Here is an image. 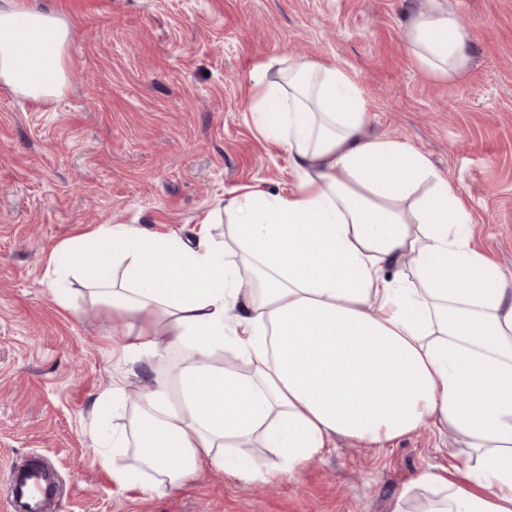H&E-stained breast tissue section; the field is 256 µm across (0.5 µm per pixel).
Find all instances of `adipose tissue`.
I'll use <instances>...</instances> for the list:
<instances>
[{"label":"adipose tissue","mask_w":512,"mask_h":512,"mask_svg":"<svg viewBox=\"0 0 512 512\" xmlns=\"http://www.w3.org/2000/svg\"><path fill=\"white\" fill-rule=\"evenodd\" d=\"M69 38L30 0H0V83L59 96ZM405 39L436 80L471 60L449 0L414 14ZM250 79L253 123L287 151L294 190L226 201L224 242L101 224L52 251V288L80 274L126 321L119 363L155 371L130 426L97 439V462L146 493L208 467L269 482L298 478L337 438L381 447L428 424L467 450L417 473L391 512L418 491L422 512H512V272L473 246L468 207L425 154L367 134L344 68L273 56ZM226 348L243 366L209 362ZM173 349L192 359L170 377L157 367ZM125 369L108 393L116 416ZM254 440L278 463L254 468Z\"/></svg>","instance_id":"adipose-tissue-1"}]
</instances>
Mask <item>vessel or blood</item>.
I'll return each instance as SVG.
<instances>
[{
  "label": "vessel or blood",
  "instance_id": "obj_1",
  "mask_svg": "<svg viewBox=\"0 0 512 512\" xmlns=\"http://www.w3.org/2000/svg\"><path fill=\"white\" fill-rule=\"evenodd\" d=\"M59 496L54 474L38 464H17L0 476V512H55Z\"/></svg>",
  "mask_w": 512,
  "mask_h": 512
}]
</instances>
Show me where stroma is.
Masks as SVG:
<instances>
[{"label":"stroma","instance_id":"stroma-1","mask_svg":"<svg viewBox=\"0 0 512 512\" xmlns=\"http://www.w3.org/2000/svg\"><path fill=\"white\" fill-rule=\"evenodd\" d=\"M68 26L67 84L30 99L0 83V472L52 464L58 512H391L420 470L445 464L430 428L382 448L337 440L294 480L220 469L177 491L123 487L92 425L121 326L82 278L48 286L61 242L100 224L192 239L218 202L285 193L288 154L251 121L249 73L296 54L365 90L372 136L423 152L470 208L475 246L512 270V0H450L472 58L451 81L413 65L408 19L425 0H36Z\"/></svg>","mask_w":512,"mask_h":512}]
</instances>
